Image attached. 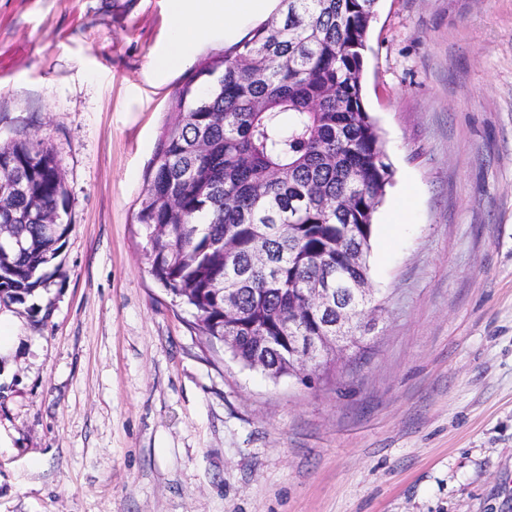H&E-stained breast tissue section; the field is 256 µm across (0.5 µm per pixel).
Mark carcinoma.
Masks as SVG:
<instances>
[{"instance_id":"cac0c4a2","label":"carcinoma","mask_w":512,"mask_h":512,"mask_svg":"<svg viewBox=\"0 0 512 512\" xmlns=\"http://www.w3.org/2000/svg\"><path fill=\"white\" fill-rule=\"evenodd\" d=\"M378 0H280L278 13L186 84L157 144L137 221L154 278L198 333L240 337L238 361L292 375L288 337L319 335L297 289L369 284L374 216L393 177L363 102ZM0 300L24 304L72 230L55 155L39 141L0 146ZM357 242L365 260L350 265ZM238 302L224 310V290Z\"/></svg>"}]
</instances>
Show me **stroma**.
<instances>
[{
  "instance_id": "obj_1",
  "label": "stroma",
  "mask_w": 512,
  "mask_h": 512,
  "mask_svg": "<svg viewBox=\"0 0 512 512\" xmlns=\"http://www.w3.org/2000/svg\"><path fill=\"white\" fill-rule=\"evenodd\" d=\"M169 0H0V143L53 151L72 231L0 303V512H512V0H379L364 105L394 171L382 306L271 380L195 333L136 213L171 101Z\"/></svg>"
}]
</instances>
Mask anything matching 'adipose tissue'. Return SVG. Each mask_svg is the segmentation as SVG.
I'll return each instance as SVG.
<instances>
[{"label":"adipose tissue","mask_w":512,"mask_h":512,"mask_svg":"<svg viewBox=\"0 0 512 512\" xmlns=\"http://www.w3.org/2000/svg\"><path fill=\"white\" fill-rule=\"evenodd\" d=\"M278 0H170L171 28L168 52L157 67H178L186 48L213 30L235 32L242 19L273 13Z\"/></svg>","instance_id":"adipose-tissue-1"}]
</instances>
